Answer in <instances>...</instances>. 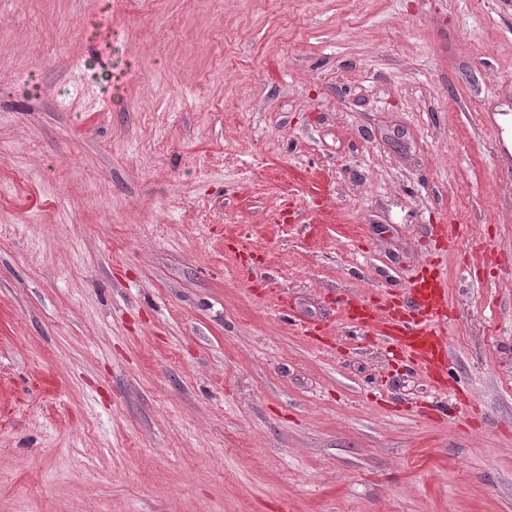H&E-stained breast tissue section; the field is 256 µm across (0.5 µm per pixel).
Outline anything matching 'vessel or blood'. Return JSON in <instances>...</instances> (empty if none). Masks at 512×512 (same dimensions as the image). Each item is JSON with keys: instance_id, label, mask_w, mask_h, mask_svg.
<instances>
[{"instance_id": "obj_1", "label": "vessel or blood", "mask_w": 512, "mask_h": 512, "mask_svg": "<svg viewBox=\"0 0 512 512\" xmlns=\"http://www.w3.org/2000/svg\"><path fill=\"white\" fill-rule=\"evenodd\" d=\"M414 293L407 316L381 321L375 329L383 340L403 341L413 365L433 376L443 369L441 353L447 347L448 313L443 276L421 279L415 283Z\"/></svg>"}]
</instances>
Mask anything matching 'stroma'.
I'll return each instance as SVG.
<instances>
[{"label": "stroma", "mask_w": 512, "mask_h": 512, "mask_svg": "<svg viewBox=\"0 0 512 512\" xmlns=\"http://www.w3.org/2000/svg\"><path fill=\"white\" fill-rule=\"evenodd\" d=\"M0 512H512V0H0ZM408 316L383 320L374 325L383 340H401L413 365L428 375L443 370L441 352L447 348L445 327L448 320L443 272L422 278L413 287Z\"/></svg>", "instance_id": "1"}]
</instances>
